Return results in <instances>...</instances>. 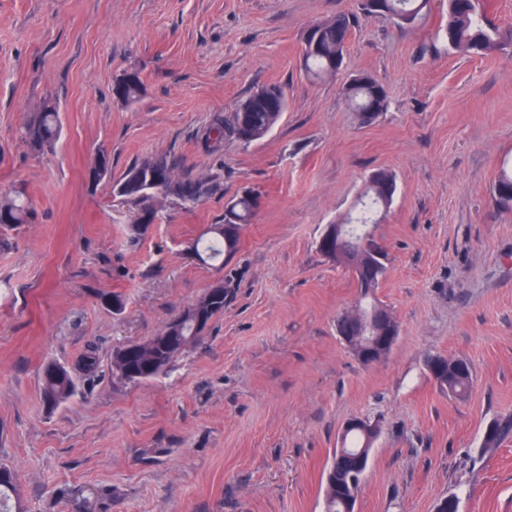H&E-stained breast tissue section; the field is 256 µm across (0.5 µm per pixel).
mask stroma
I'll return each instance as SVG.
<instances>
[{"mask_svg":"<svg viewBox=\"0 0 512 512\" xmlns=\"http://www.w3.org/2000/svg\"><path fill=\"white\" fill-rule=\"evenodd\" d=\"M356 17L344 66L308 79L303 38ZM448 0L419 22L363 13L360 0H0V194H23L29 224L0 228V464L25 512H322L324 472L344 424L381 426L356 512H512V434L487 450V425L512 419V208L494 185L512 163V47L485 57L449 48ZM137 72L138 100L112 84ZM367 73L388 107L360 124L342 94ZM280 86L286 110L260 141L202 146L214 115ZM53 104L61 135L34 153L26 124ZM120 178L172 155L203 178L196 205L168 198L138 246L139 212L89 189L99 150ZM397 192L374 235L388 272L374 293L400 332L360 363L336 333L359 294L318 240L343 222L371 173ZM261 194L224 265L197 241L242 191ZM222 315L159 378L112 373L117 347L161 332L217 280ZM125 297L112 312L102 293ZM57 409L40 396L49 362L76 367ZM431 355L466 358L474 384L442 392Z\"/></svg>","mask_w":512,"mask_h":512,"instance_id":"stroma-1","label":"stroma"}]
</instances>
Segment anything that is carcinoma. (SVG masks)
<instances>
[{
    "mask_svg": "<svg viewBox=\"0 0 512 512\" xmlns=\"http://www.w3.org/2000/svg\"><path fill=\"white\" fill-rule=\"evenodd\" d=\"M386 15L395 16L400 20H408L414 24L430 9L429 0H385ZM355 23L354 17L348 14H338L330 19L314 24L320 36L321 47L317 51H306L303 56V66L307 74L315 77H326L336 73V61L344 60L348 38ZM443 35L448 46L461 53L485 56L512 45V29L502 30L489 22L481 10L480 0H448V21L443 29ZM114 88L121 91V100L131 102L138 98L142 91V81L138 74L131 72L116 80ZM345 99L356 112L363 124L371 123L388 106L387 94L384 87L373 76L359 74L344 88ZM242 105L253 108L251 112H232L228 116L218 114L205 133V147L208 151L219 150L224 141L236 140L245 145L264 138L278 123L286 110L279 106L276 110L266 107L264 99L257 94L250 95ZM60 132L59 114L52 106L45 107L24 128L23 138L37 153H47L54 150ZM152 173L161 179L164 187L162 196L172 197L188 204L196 203L206 192V184L189 174L179 173L178 163L169 156L145 158L133 162L113 183V189L127 185L139 173ZM396 192L395 177L385 171L374 172L368 181L363 194L362 210L368 213L367 221L360 225L355 232L359 236L371 225L378 223L375 214L383 207L386 200L393 199ZM260 194L250 190L230 200L224 207V223L211 226L209 233L212 237L198 254L202 262L215 260L222 256H233L239 245L240 232L244 225L251 223L258 207ZM155 217L151 208L144 210L139 220L128 228L129 243L134 244L146 234ZM33 212L29 205L20 197H0V227L32 222ZM358 283L360 295L358 302H370V294L375 289L371 283L370 274L361 273L360 269H352ZM224 281L216 282L207 292L196 301V305L205 311V322L224 313ZM176 319L179 320L180 341L177 347L168 349L162 345L160 336H153L142 341L149 348L153 357L151 363L133 362L137 375L130 376L122 373L119 368V357L123 348H117L112 355V373L128 382L139 383L166 374L173 363L184 352L195 345L203 333L197 329L193 318L182 311ZM473 385V367L467 368V373L459 378L452 370L448 371L446 382L439 388L457 397L466 396ZM76 389L75 379L68 373L60 378H51L47 369H42L40 375V396L42 402L49 408H55L70 398ZM364 437L353 432L347 434L336 449L330 467L345 456H354V450L362 447ZM15 490L12 472L0 466V505L11 497ZM348 488H341L331 482L324 491V512H341L338 500L347 496Z\"/></svg>",
    "mask_w": 512,
    "mask_h": 512,
    "instance_id": "cac0c4a2",
    "label": "carcinoma"
}]
</instances>
